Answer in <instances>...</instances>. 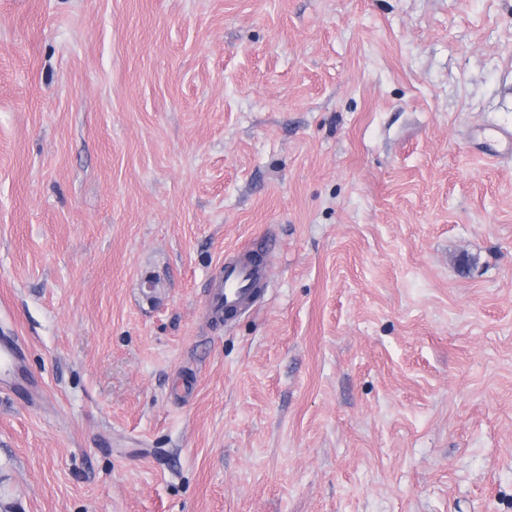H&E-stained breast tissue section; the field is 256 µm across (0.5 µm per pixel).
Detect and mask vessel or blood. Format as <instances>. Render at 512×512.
Returning a JSON list of instances; mask_svg holds the SVG:
<instances>
[{"mask_svg":"<svg viewBox=\"0 0 512 512\" xmlns=\"http://www.w3.org/2000/svg\"><path fill=\"white\" fill-rule=\"evenodd\" d=\"M267 249V243L258 240L251 248L239 250L234 258L225 260L209 290L211 310L216 316L229 321L253 305L257 287L268 277L261 259ZM22 363L23 353L18 344H0V364L5 367L0 373V390L35 387V380Z\"/></svg>","mask_w":512,"mask_h":512,"instance_id":"obj_1","label":"vessel or blood"}]
</instances>
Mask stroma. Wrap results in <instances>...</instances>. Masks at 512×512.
Instances as JSON below:
<instances>
[{"label": "stroma", "instance_id": "35a3bbf8", "mask_svg": "<svg viewBox=\"0 0 512 512\" xmlns=\"http://www.w3.org/2000/svg\"><path fill=\"white\" fill-rule=\"evenodd\" d=\"M509 133L512 0H0V512H512ZM268 247L264 241H254L251 250L245 247L233 259L224 260L209 290L210 309L217 317L229 321L253 305L257 287L268 277L265 263L255 256L264 254ZM23 353L17 343L0 344V363L5 367L4 377L0 378V390L18 387H36V381L23 369Z\"/></svg>", "mask_w": 512, "mask_h": 512}]
</instances>
